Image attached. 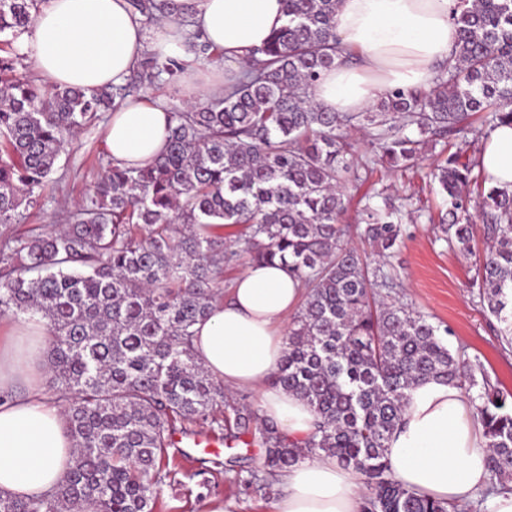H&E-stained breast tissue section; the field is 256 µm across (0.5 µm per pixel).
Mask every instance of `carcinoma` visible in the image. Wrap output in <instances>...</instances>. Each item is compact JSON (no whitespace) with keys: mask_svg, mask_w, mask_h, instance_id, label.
Returning a JSON list of instances; mask_svg holds the SVG:
<instances>
[{"mask_svg":"<svg viewBox=\"0 0 512 512\" xmlns=\"http://www.w3.org/2000/svg\"><path fill=\"white\" fill-rule=\"evenodd\" d=\"M338 0H284L285 23L252 50L224 95L170 111L155 162L109 166L86 204L57 232L29 229L0 243V316L38 315L53 338L51 398L66 403L74 462L48 496L0 495V512H153L174 424L197 423L263 450L241 484L278 493L279 477L307 454H324L364 478L361 512H448V504L399 484L386 443L420 380L442 378L471 392L484 430L487 470L512 483V406L487 376L451 353L440 329L404 305H380L395 286L391 258L403 239L405 204L388 188L365 197L361 223H341L347 184L381 165L410 169L430 142L462 136L432 171L444 195L448 247L472 253L468 186L476 184L489 249L476 282L512 347V191L490 184L468 149L512 121V0H455L457 40L426 88L393 91L363 112L313 102L321 73L348 58L336 34ZM37 0H0V36L32 22ZM153 22L175 0H130ZM206 62L216 50L191 35ZM0 55V224L23 216L49 188L57 162L82 127L176 75L180 60L154 52L133 82L90 95L18 73ZM373 155L360 162L350 130ZM358 234L379 253L372 268L348 243ZM275 261L300 280L304 305L288 328L275 383L304 398L314 434L290 444L275 425L228 397L194 353L193 327L223 297L224 266Z\"/></svg>","mask_w":512,"mask_h":512,"instance_id":"carcinoma-1","label":"carcinoma"}]
</instances>
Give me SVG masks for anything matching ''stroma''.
Listing matches in <instances>:
<instances>
[{"instance_id":"stroma-1","label":"stroma","mask_w":512,"mask_h":512,"mask_svg":"<svg viewBox=\"0 0 512 512\" xmlns=\"http://www.w3.org/2000/svg\"><path fill=\"white\" fill-rule=\"evenodd\" d=\"M108 113H101L84 127L60 158L52 176L53 189L36 198L20 224H0V241L26 234L28 228L50 231L59 226L62 211L85 203L94 193L111 158L105 144ZM454 145L426 146L411 171L376 168L370 179L348 189L352 201L385 186L398 197H411L413 206L405 214L407 235L393 260L399 288L385 296V303H401L428 316L430 322L449 331L444 341L454 355L481 367L491 381L512 392V349L502 345L493 327L495 318L473 285L475 259L482 256V217L472 212L473 256L465 258L449 249L442 226L428 222L427 213H438L443 200L430 169L454 152ZM199 426L177 427L176 443L168 448L170 474L161 487L155 512H203L206 502L223 500L228 512H274L273 499L244 490L235 480L241 470L259 468L260 448L239 444L210 453L193 447L202 434Z\"/></svg>"}]
</instances>
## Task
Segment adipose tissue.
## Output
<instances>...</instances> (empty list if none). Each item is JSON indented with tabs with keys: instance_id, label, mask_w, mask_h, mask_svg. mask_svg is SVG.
Masks as SVG:
<instances>
[{
	"instance_id": "ef3b65f1",
	"label": "adipose tissue",
	"mask_w": 512,
	"mask_h": 512,
	"mask_svg": "<svg viewBox=\"0 0 512 512\" xmlns=\"http://www.w3.org/2000/svg\"><path fill=\"white\" fill-rule=\"evenodd\" d=\"M177 12L145 28L128 0H47L23 44L51 86L86 93L125 84L148 51L186 62L178 91L197 102L222 95L227 77L246 65L285 22L283 0H178ZM453 0H339L336 33L358 55L324 71L316 102L331 112H360L397 89L426 86L431 67L447 57L456 37ZM192 27H185L183 17ZM224 52L209 70L194 65L190 29ZM169 107L141 94L127 98L107 125L105 143L115 161L152 163L165 149ZM481 164L494 185L512 190V123L489 132ZM301 290L287 270L248 265L224 299L195 327L199 360L227 390L254 389L260 413L289 440L303 442L315 416L299 395L272 379L287 351L286 326ZM44 320L28 317L0 336V493L21 499L52 492L73 464V441L62 410L44 393ZM394 476L420 495L454 506L485 498L488 512H512V490L488 493L486 439L456 383L427 378L411 388L400 423L386 448ZM274 512H360V475L324 455L305 459L281 477Z\"/></svg>"
}]
</instances>
